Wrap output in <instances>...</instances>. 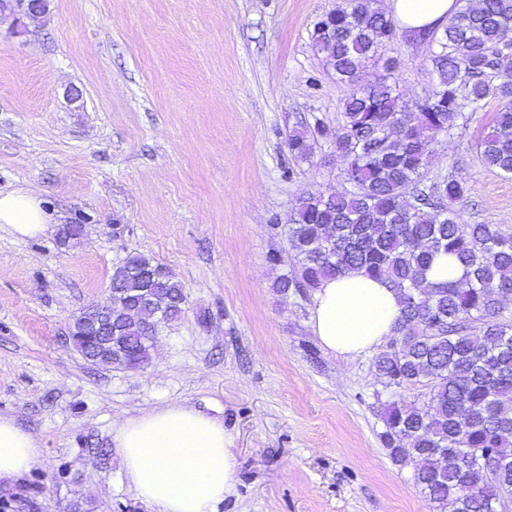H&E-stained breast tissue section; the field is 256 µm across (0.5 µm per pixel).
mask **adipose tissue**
<instances>
[{
    "label": "adipose tissue",
    "instance_id": "ef3b65f1",
    "mask_svg": "<svg viewBox=\"0 0 512 512\" xmlns=\"http://www.w3.org/2000/svg\"><path fill=\"white\" fill-rule=\"evenodd\" d=\"M394 20L418 32L445 20L455 0H387ZM48 216L35 188L0 191V228L35 237ZM399 314L384 280L351 273L317 289L309 326L332 352L358 357L392 335ZM120 464L136 495L155 512H215L235 484L231 438L220 419L179 403L150 408L112 424ZM43 462L39 439L15 417L0 415V481L21 477Z\"/></svg>",
    "mask_w": 512,
    "mask_h": 512
}]
</instances>
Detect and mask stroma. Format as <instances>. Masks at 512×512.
Masks as SVG:
<instances>
[{
    "instance_id": "stroma-1",
    "label": "stroma",
    "mask_w": 512,
    "mask_h": 512,
    "mask_svg": "<svg viewBox=\"0 0 512 512\" xmlns=\"http://www.w3.org/2000/svg\"><path fill=\"white\" fill-rule=\"evenodd\" d=\"M334 0H50L0 11V190L39 189L44 234L0 230V414L40 438L43 464L0 486V512H152L130 488L112 423L184 403L231 438L232 493L216 512H433L381 435L390 391L374 353L326 349L314 293L281 291L300 196L342 190L343 160L301 126H336L348 93L310 35ZM407 103L435 90L427 45L397 39ZM497 100L440 138L429 175L469 192L467 224L512 232V178L476 142ZM72 224L82 236L63 239ZM185 285L148 365L86 361L73 315L103 302L128 254Z\"/></svg>"
}]
</instances>
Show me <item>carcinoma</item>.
<instances>
[{"label":"carcinoma","mask_w":512,"mask_h":512,"mask_svg":"<svg viewBox=\"0 0 512 512\" xmlns=\"http://www.w3.org/2000/svg\"><path fill=\"white\" fill-rule=\"evenodd\" d=\"M512 0H464L429 30L398 29L379 0H337L314 23L311 48L349 86L342 121L317 133L347 160L346 186L310 193L294 212L289 248L298 259L282 291H314L352 272L384 279L398 296L394 335L375 356L378 382L395 399L384 404L382 440L392 463L412 468L417 487L436 512H502L512 496V234L494 224H462L455 205L468 193L454 176L425 183L434 146L466 124L472 110L499 102L477 142L487 168L512 176ZM405 36L436 47L439 82L409 106L397 90L387 44ZM373 64L382 70L359 81ZM288 150L311 155L307 133L288 136ZM455 258L457 282L428 279L435 259ZM108 341L90 335L101 313L86 310L70 340L88 361L129 368L149 363L158 324L181 317L185 286L166 266L132 254L112 273ZM426 389L422 402L403 392Z\"/></svg>","instance_id":"1"}]
</instances>
